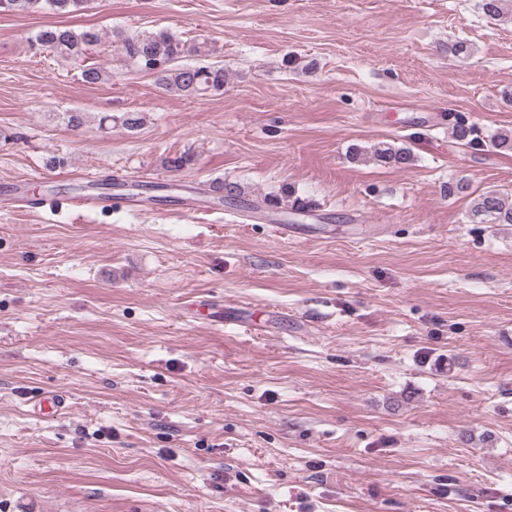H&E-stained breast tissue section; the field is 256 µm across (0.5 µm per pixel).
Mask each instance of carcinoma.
<instances>
[{
  "label": "carcinoma",
  "instance_id": "cac0c4a2",
  "mask_svg": "<svg viewBox=\"0 0 512 512\" xmlns=\"http://www.w3.org/2000/svg\"><path fill=\"white\" fill-rule=\"evenodd\" d=\"M88 0H0V14L34 13L48 6L56 14H70L85 7ZM481 10L485 17L494 21L512 20V0H481ZM101 41L99 31L90 28L76 33L62 26H45L39 30L31 42V47L39 51H49L65 61L83 62L81 80L96 85L108 80L107 71L99 64L90 61L93 50ZM121 50L126 61L137 70L154 77L157 87L165 92L184 96H207L224 93V65L206 63L186 66L179 64L182 55L191 51L197 56H208L204 46L186 48L185 42L168 32L141 33L126 37L121 41ZM133 132L140 128L142 116L139 113H125L116 118L104 115L99 125H110L115 121ZM373 159L392 168H405L413 157L407 148H395L383 142L373 146ZM467 221L471 224H512V199L500 191L490 190L478 195Z\"/></svg>",
  "mask_w": 512,
  "mask_h": 512
}]
</instances>
